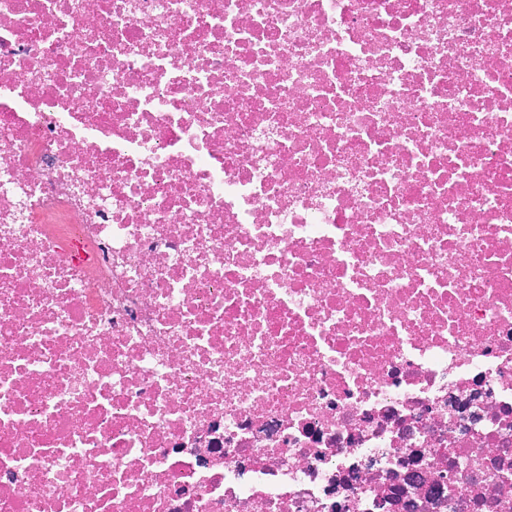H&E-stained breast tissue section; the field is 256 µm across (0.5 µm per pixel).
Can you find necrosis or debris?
<instances>
[{"instance_id":"necrosis-or-debris-1","label":"necrosis or debris","mask_w":512,"mask_h":512,"mask_svg":"<svg viewBox=\"0 0 512 512\" xmlns=\"http://www.w3.org/2000/svg\"><path fill=\"white\" fill-rule=\"evenodd\" d=\"M0 512H512V0H0Z\"/></svg>"}]
</instances>
